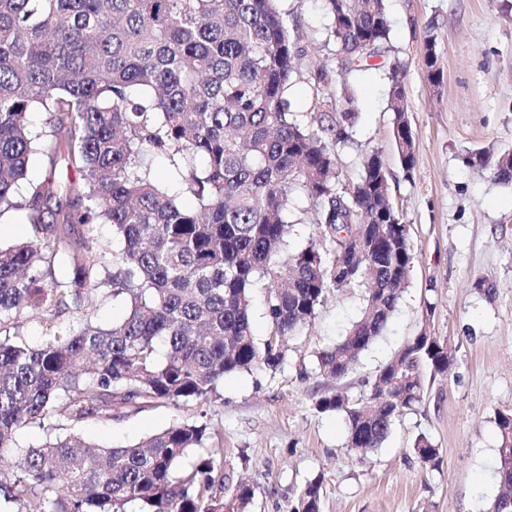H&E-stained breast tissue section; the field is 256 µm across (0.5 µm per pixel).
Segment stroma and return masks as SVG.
I'll return each mask as SVG.
<instances>
[{
    "mask_svg": "<svg viewBox=\"0 0 512 512\" xmlns=\"http://www.w3.org/2000/svg\"><path fill=\"white\" fill-rule=\"evenodd\" d=\"M390 39L378 69L354 82L359 119L339 152L346 183H355L366 152L379 151L392 200L410 229L414 263L409 285L383 335L341 380L314 371L315 355L345 333L360 313L359 291H331L316 318L286 345L276 373L225 377L221 397L205 406L166 405L120 421H86L78 435L105 447L133 444L175 422L206 419L224 451L230 483L254 489L249 512H288L301 489L322 481V512H487L498 489L494 414L512 412V186L463 163L465 150L512 146V0H386ZM309 76L334 67L320 0H280ZM434 37L439 84L424 64ZM405 71L416 166L404 172L392 143L390 63ZM493 298L474 290L479 279ZM434 302L427 313L426 302ZM455 351L447 376L429 382L418 405L364 460L346 448L344 417L313 408L343 390L364 397L378 370L419 334ZM439 448L438 470L411 451L419 434Z\"/></svg>",
    "mask_w": 512,
    "mask_h": 512,
    "instance_id": "1",
    "label": "stroma"
}]
</instances>
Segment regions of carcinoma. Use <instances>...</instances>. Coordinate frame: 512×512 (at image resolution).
<instances>
[{
    "label": "carcinoma",
    "instance_id": "obj_1",
    "mask_svg": "<svg viewBox=\"0 0 512 512\" xmlns=\"http://www.w3.org/2000/svg\"><path fill=\"white\" fill-rule=\"evenodd\" d=\"M336 68L307 79L311 105L292 104L295 60L278 0H0V213L18 210L28 238L0 247V512H247L253 489L224 483V455L204 423H173L123 447L69 433L148 407L220 396L224 376L281 369L283 342L315 318L330 290H364L359 318L316 355L319 375L341 379L383 334L407 286L408 225L383 195L377 152L344 184L338 149L357 120L348 82L389 39L385 0H322ZM428 76L435 44L425 41ZM393 142L402 169L416 164L403 67L389 73ZM336 82L345 107L328 93ZM47 115L48 128L28 117ZM48 158L28 177L31 155ZM162 156L180 176L186 207L155 172ZM501 184L512 151L468 152ZM313 203L322 247L288 252L296 192ZM112 226V241L96 226ZM70 276L53 274L57 256ZM266 293L270 336L253 334L252 295ZM127 305L96 321L92 297ZM79 317L68 319L70 310ZM45 329L20 334L28 311ZM454 360L448 341L421 334L379 370L369 394L313 403L340 412L346 447L378 448L420 403L427 379ZM498 491L490 512H512V412L495 413ZM33 427L37 446L17 433ZM425 467L440 453L420 434ZM225 498L217 496V490ZM311 482L289 512H321Z\"/></svg>",
    "mask_w": 512,
    "mask_h": 512
}]
</instances>
